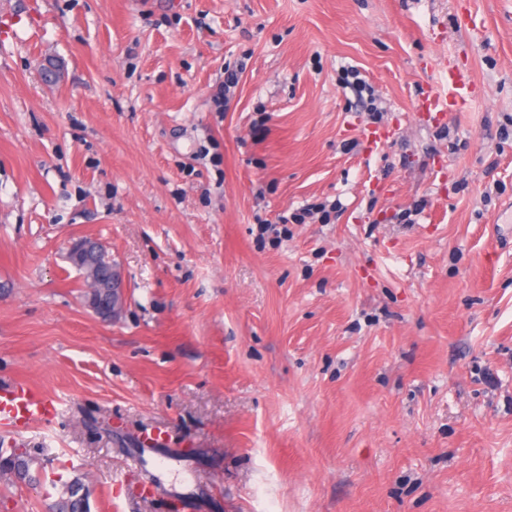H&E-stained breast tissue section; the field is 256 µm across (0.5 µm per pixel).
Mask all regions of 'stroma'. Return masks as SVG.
<instances>
[{"instance_id":"1","label":"stroma","mask_w":512,"mask_h":512,"mask_svg":"<svg viewBox=\"0 0 512 512\" xmlns=\"http://www.w3.org/2000/svg\"><path fill=\"white\" fill-rule=\"evenodd\" d=\"M14 379L61 414L0 512H512V0H0ZM358 76L359 75L356 70L347 71L343 82L345 88H351L355 90L363 105H366V108L369 112H380L378 111V107L375 106V98L373 97V93H371V87L367 85L364 80L358 78ZM349 78H352L353 81H350ZM363 92L368 94L367 99L364 98ZM466 102L455 95L448 92V97L428 93L421 101L420 108L427 112H447V110H455L461 108ZM101 287L112 289V311H107L104 309H97L96 303L94 300V295L92 293L86 297V303L90 308L95 310L98 314H100L102 316L114 317L122 307L123 288H124L122 277H121L120 271L117 269V267L114 270L112 265L108 266L107 279H106L105 283L101 284ZM91 489L81 478L73 480L55 501V512H90Z\"/></svg>"}]
</instances>
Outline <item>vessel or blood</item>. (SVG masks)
<instances>
[{
	"mask_svg": "<svg viewBox=\"0 0 512 512\" xmlns=\"http://www.w3.org/2000/svg\"><path fill=\"white\" fill-rule=\"evenodd\" d=\"M59 401L32 386L14 380L0 384V431L21 435L54 422Z\"/></svg>",
	"mask_w": 512,
	"mask_h": 512,
	"instance_id": "obj_1",
	"label": "vessel or blood"
}]
</instances>
